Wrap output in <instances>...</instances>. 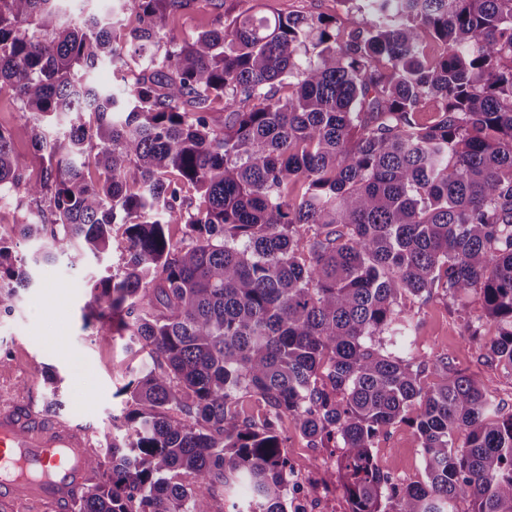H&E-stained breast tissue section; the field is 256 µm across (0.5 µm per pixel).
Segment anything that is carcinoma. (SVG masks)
Returning <instances> with one entry per match:
<instances>
[{"label":"carcinoma","mask_w":512,"mask_h":512,"mask_svg":"<svg viewBox=\"0 0 512 512\" xmlns=\"http://www.w3.org/2000/svg\"><path fill=\"white\" fill-rule=\"evenodd\" d=\"M68 2L0 0V91L43 165L27 179L0 129V191L50 216L19 225L33 264L120 252L84 319L147 350L71 512H213L241 487L244 512H298L284 416L338 451L350 512H512V413L448 354L416 362L404 309L443 289L512 374V0H339L372 16L348 31L245 9L181 40L167 17L214 0H114L123 33ZM128 56L121 93L92 85ZM29 281L0 237L1 316ZM399 423L424 481L374 461Z\"/></svg>","instance_id":"carcinoma-1"}]
</instances>
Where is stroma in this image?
<instances>
[{
  "mask_svg": "<svg viewBox=\"0 0 512 512\" xmlns=\"http://www.w3.org/2000/svg\"><path fill=\"white\" fill-rule=\"evenodd\" d=\"M216 9L205 13L188 11L169 21V29L183 37L212 27L225 13L249 7L266 14H325L336 16L342 28L361 23L360 12L344 11L336 0H215ZM0 126L11 131L17 158L27 179L38 180L42 167L31 148V120L23 117L12 97L0 92ZM35 204L17 194L0 205V236L13 244L16 255L31 257L35 244L23 241L17 226L40 220ZM119 255L107 253L102 261H85L77 267L67 262L32 267V281L21 290L12 315L0 318V398L18 396L44 409L49 396L45 376L57 373L61 379L60 416L87 431L93 442H101L111 432L112 423L122 420L126 399L118 388L128 382L132 369L143 355L115 338L103 345L97 340V324H85L83 306L89 280L112 273ZM408 315L418 324L413 354L418 359L442 352L452 364L467 374L490 379L492 394L503 412H512V375L501 372L481 357L477 345L464 336L460 317L441 293L430 299H410ZM281 430L288 439L287 455L295 471L313 476L324 512H349L343 476L339 466L321 467L322 458L331 457L328 448L310 447L292 418H283ZM374 455L378 467L402 483L425 478L422 450L412 429L404 424L388 428L380 436Z\"/></svg>",
  "mask_w": 512,
  "mask_h": 512,
  "instance_id": "1",
  "label": "stroma"
}]
</instances>
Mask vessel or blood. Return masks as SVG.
Instances as JSON below:
<instances>
[{"label": "vessel or blood", "instance_id": "vessel-or-blood-1", "mask_svg": "<svg viewBox=\"0 0 512 512\" xmlns=\"http://www.w3.org/2000/svg\"><path fill=\"white\" fill-rule=\"evenodd\" d=\"M89 456L80 434L44 427L33 413L0 404V498L32 494L64 512L89 474Z\"/></svg>", "mask_w": 512, "mask_h": 512}]
</instances>
